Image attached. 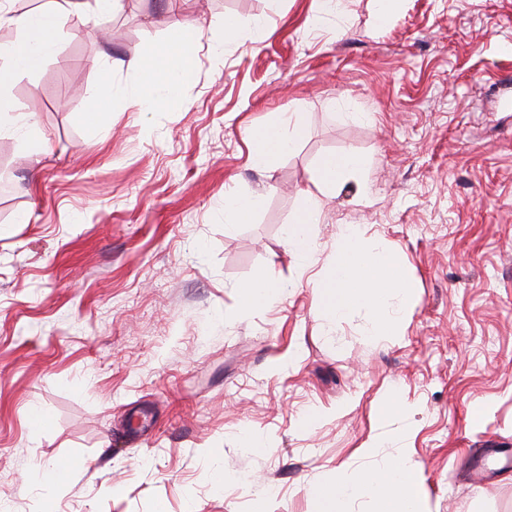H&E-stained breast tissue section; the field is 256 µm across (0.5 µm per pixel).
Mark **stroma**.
I'll list each match as a JSON object with an SVG mask.
<instances>
[{"mask_svg":"<svg viewBox=\"0 0 512 512\" xmlns=\"http://www.w3.org/2000/svg\"><path fill=\"white\" fill-rule=\"evenodd\" d=\"M228 15L266 26L219 50ZM176 22L200 31L182 106L99 96ZM11 94L28 123L0 136V512H254L261 489L269 512H316L308 484L401 456L429 512H512V0H399L383 25L372 0L321 19L313 0H120L104 25L68 15ZM290 112L294 151L255 167L250 132ZM343 151L372 167L321 196L300 271L284 228ZM259 190L225 229V193ZM344 224L418 282L395 335H368L364 309L326 331L313 282ZM259 274L293 289L240 310ZM392 392L404 411L377 419ZM60 460L65 484L31 480Z\"/></svg>","mask_w":512,"mask_h":512,"instance_id":"obj_1","label":"stroma"}]
</instances>
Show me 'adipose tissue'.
<instances>
[{
	"label": "adipose tissue",
	"instance_id": "obj_1",
	"mask_svg": "<svg viewBox=\"0 0 512 512\" xmlns=\"http://www.w3.org/2000/svg\"><path fill=\"white\" fill-rule=\"evenodd\" d=\"M119 0H50L48 6L19 15L13 0H0V27L12 26L17 40L0 46V134L11 129L16 107L8 94L12 78L34 73L56 56L63 32V20L71 6H79L86 15L111 13ZM199 31L191 24L173 27L170 39L149 56L135 62L139 81L135 104L150 112L180 101L179 90L192 67V50ZM298 126L282 117L253 132L251 160L255 166L266 165L277 155L290 153L296 143ZM371 165L367 155L346 152L325 158L314 174L316 185L333 192L348 179L363 178ZM321 220L317 196L303 199L299 212L287 225L288 245L301 269H308L316 252L310 228ZM416 281L400 251L382 249L366 243L355 225L342 227L334 243V259L318 281L322 296V315L329 326H336L357 308H366L371 316L367 329L372 336H388L411 313ZM307 493L318 505V512H351L358 498L376 499L378 512H427L419 490V475L410 459L399 457L386 467L371 471H350L331 483H313Z\"/></svg>",
	"mask_w": 512,
	"mask_h": 512
}]
</instances>
